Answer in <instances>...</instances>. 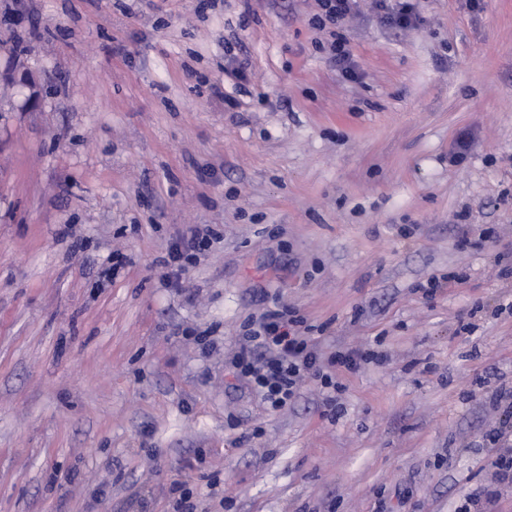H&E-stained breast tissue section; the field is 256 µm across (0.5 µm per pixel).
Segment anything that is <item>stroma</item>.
Instances as JSON below:
<instances>
[{"label": "stroma", "mask_w": 512, "mask_h": 512, "mask_svg": "<svg viewBox=\"0 0 512 512\" xmlns=\"http://www.w3.org/2000/svg\"><path fill=\"white\" fill-rule=\"evenodd\" d=\"M317 11L0 0V512H512V0H357L353 82ZM276 303L386 361L265 409L232 358ZM399 3L393 10H390L387 0H375L376 8L381 12L383 22L390 25H396L401 28L412 26L419 19L418 3L413 0H397ZM190 238L184 243L183 249L180 247L172 248L168 254L169 259L166 261L167 266H176L180 271L185 267L188 262L193 263L196 259L195 251L199 247H205L209 243L208 235L211 233L208 229L204 234L203 230L198 227L190 228ZM494 445L500 448L495 456L493 466L499 470V473L506 474L512 472V434L509 437L497 433L493 441Z\"/></svg>", "instance_id": "stroma-1"}]
</instances>
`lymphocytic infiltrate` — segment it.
Wrapping results in <instances>:
<instances>
[{"label": "lymphocytic infiltrate", "instance_id": "1", "mask_svg": "<svg viewBox=\"0 0 512 512\" xmlns=\"http://www.w3.org/2000/svg\"><path fill=\"white\" fill-rule=\"evenodd\" d=\"M355 0H318L319 11L311 20L313 27L330 29L329 41L323 44L332 64L346 79L356 80L350 51L338 28L351 13ZM375 352L350 349L323 358L314 337L301 328L300 319L285 307L265 311L256 325L247 327L236 356V375L243 378L268 409H282L296 397L308 379L321 387H334L332 368L348 372L374 360Z\"/></svg>", "mask_w": 512, "mask_h": 512}]
</instances>
